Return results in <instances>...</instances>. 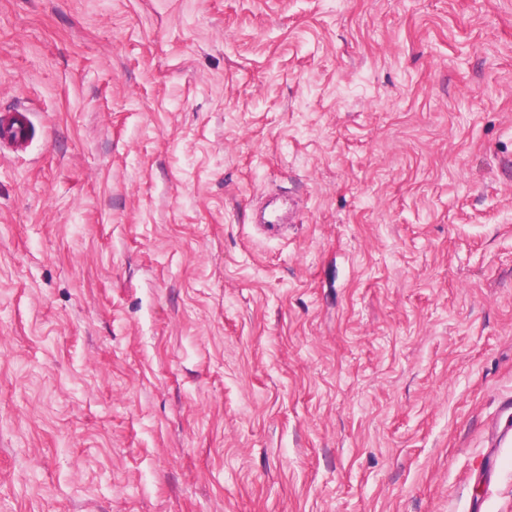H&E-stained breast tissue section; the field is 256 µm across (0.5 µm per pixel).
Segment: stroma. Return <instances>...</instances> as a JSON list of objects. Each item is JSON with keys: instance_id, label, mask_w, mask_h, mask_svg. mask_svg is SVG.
<instances>
[{"instance_id": "obj_1", "label": "stroma", "mask_w": 512, "mask_h": 512, "mask_svg": "<svg viewBox=\"0 0 512 512\" xmlns=\"http://www.w3.org/2000/svg\"><path fill=\"white\" fill-rule=\"evenodd\" d=\"M16 108L0 512H512V0H0ZM32 121L28 112L13 111L0 114V143L15 151H24L31 142Z\"/></svg>"}]
</instances>
